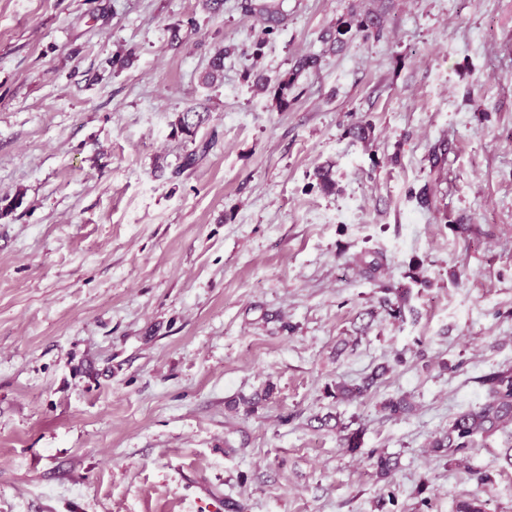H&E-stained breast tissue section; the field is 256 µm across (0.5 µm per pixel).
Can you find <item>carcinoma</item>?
Listing matches in <instances>:
<instances>
[{"label": "carcinoma", "instance_id": "carcinoma-1", "mask_svg": "<svg viewBox=\"0 0 512 512\" xmlns=\"http://www.w3.org/2000/svg\"><path fill=\"white\" fill-rule=\"evenodd\" d=\"M245 11L259 10L265 16L267 26L264 33L271 34L274 26L280 23L279 11L272 4L255 6L251 3L244 5ZM368 32L380 27L379 21L372 17H365L356 22L350 20L341 23L336 28L335 40H343L352 28ZM224 77V51H217L209 61V69L204 80L209 83L222 80ZM294 86V78L285 77L280 80L276 93V105L288 109V91ZM206 116L192 108L180 113L175 122L178 133L189 140H194L198 128L204 124ZM387 372V367H378L371 375L360 382L347 384L336 383V386L327 390L329 397L338 402L359 400L367 396L378 380ZM487 386V397L483 404L458 414L449 424L448 429L434 437L428 444L432 451L460 455L462 457L476 447V438L489 436L512 424V370L505 369L493 372L483 379ZM382 408L391 416H399L411 411L412 404L405 395H390L381 402ZM376 474L385 479L396 468V461L389 455L373 453L369 456Z\"/></svg>", "mask_w": 512, "mask_h": 512}]
</instances>
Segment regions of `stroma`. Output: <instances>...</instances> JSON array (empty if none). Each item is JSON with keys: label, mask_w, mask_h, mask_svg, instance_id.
<instances>
[{"label": "stroma", "mask_w": 512, "mask_h": 512, "mask_svg": "<svg viewBox=\"0 0 512 512\" xmlns=\"http://www.w3.org/2000/svg\"><path fill=\"white\" fill-rule=\"evenodd\" d=\"M273 2L0 0V512H512L505 433L428 448L512 368V0ZM204 112H198L192 108L181 112L175 122V128L185 139L194 140L198 128L207 120ZM387 372L386 366L378 367L371 375L363 378L360 383L347 384L336 382L335 387L327 390L328 397L336 402L359 400L367 396L378 380Z\"/></svg>", "instance_id": "stroma-1"}]
</instances>
